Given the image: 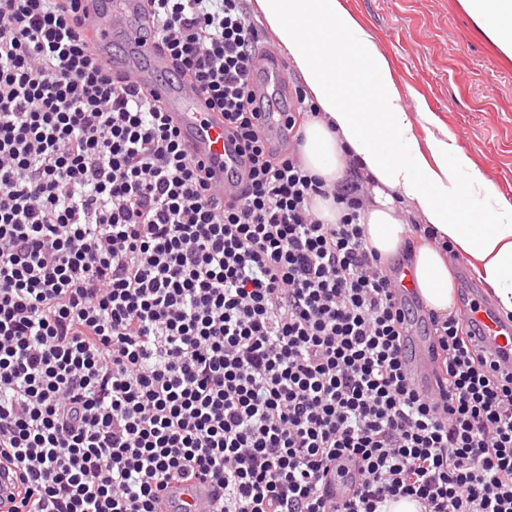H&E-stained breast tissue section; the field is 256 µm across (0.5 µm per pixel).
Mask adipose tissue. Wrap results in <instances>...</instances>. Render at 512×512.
Wrapping results in <instances>:
<instances>
[{
  "label": "adipose tissue",
  "instance_id": "obj_1",
  "mask_svg": "<svg viewBox=\"0 0 512 512\" xmlns=\"http://www.w3.org/2000/svg\"><path fill=\"white\" fill-rule=\"evenodd\" d=\"M460 3L512 58V0ZM253 8L321 113L304 126L306 167L333 182L354 163L373 184L363 219L370 245L385 257L402 249L409 235L402 216L413 215L434 236L411 250L425 306L443 319L453 315L450 258L457 254L470 258L501 314L512 315V203L433 113L404 112L387 58L341 0H253ZM419 127L429 130L427 143L416 136Z\"/></svg>",
  "mask_w": 512,
  "mask_h": 512
}]
</instances>
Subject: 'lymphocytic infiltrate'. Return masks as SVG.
Returning <instances> with one entry per match:
<instances>
[{
  "instance_id": "lymphocytic-infiltrate-1",
  "label": "lymphocytic infiltrate",
  "mask_w": 512,
  "mask_h": 512,
  "mask_svg": "<svg viewBox=\"0 0 512 512\" xmlns=\"http://www.w3.org/2000/svg\"><path fill=\"white\" fill-rule=\"evenodd\" d=\"M80 0H0V473L9 512H512V368L427 320L360 223L355 165L305 168L295 94L272 138L247 0H140L143 39L233 132L219 195L163 101L78 31ZM330 200L336 223L318 219Z\"/></svg>"
}]
</instances>
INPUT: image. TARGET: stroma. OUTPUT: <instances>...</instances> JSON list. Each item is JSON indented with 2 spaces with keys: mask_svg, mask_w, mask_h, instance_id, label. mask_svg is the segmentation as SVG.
Returning a JSON list of instances; mask_svg holds the SVG:
<instances>
[{
  "mask_svg": "<svg viewBox=\"0 0 512 512\" xmlns=\"http://www.w3.org/2000/svg\"><path fill=\"white\" fill-rule=\"evenodd\" d=\"M389 60L407 112L436 113L512 202V60L459 0H342Z\"/></svg>",
  "mask_w": 512,
  "mask_h": 512,
  "instance_id": "obj_1",
  "label": "stroma"
}]
</instances>
